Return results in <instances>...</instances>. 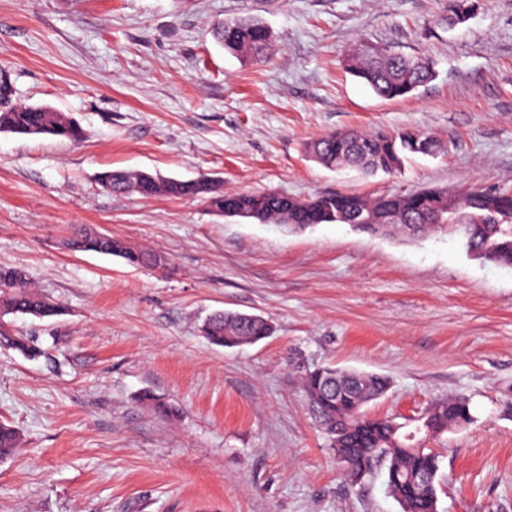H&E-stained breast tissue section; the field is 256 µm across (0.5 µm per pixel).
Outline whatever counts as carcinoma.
<instances>
[{"label": "carcinoma", "instance_id": "obj_1", "mask_svg": "<svg viewBox=\"0 0 512 512\" xmlns=\"http://www.w3.org/2000/svg\"><path fill=\"white\" fill-rule=\"evenodd\" d=\"M215 38L225 51L250 61L263 56L271 42V31L258 19H239L224 22L216 29ZM345 66L385 99L406 97L435 76V63L429 57L394 54L372 45H362L349 53ZM0 132L74 143L84 135L82 126L69 115L48 106L26 104L0 112ZM441 149L438 140L415 127L392 132L334 131L305 147L310 158L323 167L354 168L370 175L392 174L402 168L408 156L432 155ZM97 183L115 194L196 199L217 215L234 211L243 218L282 224L291 231L317 224H353L361 231L384 237L447 236L459 240L475 259L512 267V195L506 190L470 188L461 193L463 223L437 224L435 215L448 209L450 192L444 188L378 196L327 193L299 199L278 193H229L221 181L206 174L182 180L123 169L99 172ZM67 245L73 252L116 256L134 267L162 264L157 255L134 250L90 227L74 229ZM0 310L39 319L60 315L58 304L36 292L23 271L5 267L0 268ZM200 331L212 343L231 348L268 338L271 326L261 316L243 319L237 313L222 311L206 318ZM0 347L32 360L41 356L34 340L15 332L9 323L0 325ZM295 372L310 415L351 481L358 482L382 467L387 490L402 512H438L441 455L433 448L417 445V441L420 437L438 439L451 428L472 424L475 416L466 396H450L431 405L414 419L410 430L392 417L367 412L368 405L390 389L387 377L323 363H301L295 366ZM18 441L17 432L0 423V461L13 455Z\"/></svg>", "mask_w": 512, "mask_h": 512}]
</instances>
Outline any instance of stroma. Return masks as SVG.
Here are the masks:
<instances>
[{"instance_id":"stroma-1","label":"stroma","mask_w":512,"mask_h":512,"mask_svg":"<svg viewBox=\"0 0 512 512\" xmlns=\"http://www.w3.org/2000/svg\"><path fill=\"white\" fill-rule=\"evenodd\" d=\"M248 17L273 40L245 63L214 29ZM450 17V0H0L12 102L84 130L77 143L0 132V266L63 308L13 320L40 360L0 350V422L20 436L0 462V512H401L383 474L350 485L305 408L293 352L387 375L375 416L467 396L475 422L431 443L438 512H512V267L446 237L289 233L94 180L208 174L228 191L300 199L512 188V0ZM363 42L431 56L438 75L380 98L345 66ZM409 126L443 149L392 175L330 170L304 149L340 129ZM77 225L164 265L71 252ZM224 310L274 333L213 344L199 326ZM145 390L172 414L140 403Z\"/></svg>"}]
</instances>
